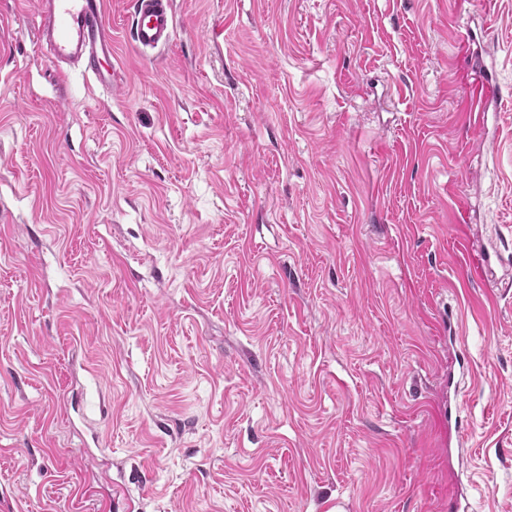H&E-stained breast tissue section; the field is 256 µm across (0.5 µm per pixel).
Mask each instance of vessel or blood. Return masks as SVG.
<instances>
[{
  "instance_id": "1",
  "label": "vessel or blood",
  "mask_w": 512,
  "mask_h": 512,
  "mask_svg": "<svg viewBox=\"0 0 512 512\" xmlns=\"http://www.w3.org/2000/svg\"><path fill=\"white\" fill-rule=\"evenodd\" d=\"M38 36L58 64L81 65L104 88L112 85V72L101 69L99 59L112 55V31L104 19L103 0H36ZM132 39L139 52L166 47L174 34L173 0H132ZM499 96L496 73L488 71L466 89V125L477 134L486 132V115Z\"/></svg>"
}]
</instances>
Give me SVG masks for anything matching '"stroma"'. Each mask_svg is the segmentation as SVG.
Segmentation results:
<instances>
[{"label":"stroma","mask_w":512,"mask_h":512,"mask_svg":"<svg viewBox=\"0 0 512 512\" xmlns=\"http://www.w3.org/2000/svg\"><path fill=\"white\" fill-rule=\"evenodd\" d=\"M129 2L0 0V512H512V0ZM38 36L59 66L80 64L103 88L112 87V67L102 70L100 58L112 57V31L104 19L103 0H37ZM132 39L140 53L165 48L174 34L173 0H133ZM499 96L495 70H489L466 88L464 116L466 125L479 135L486 134V115Z\"/></svg>","instance_id":"obj_1"}]
</instances>
